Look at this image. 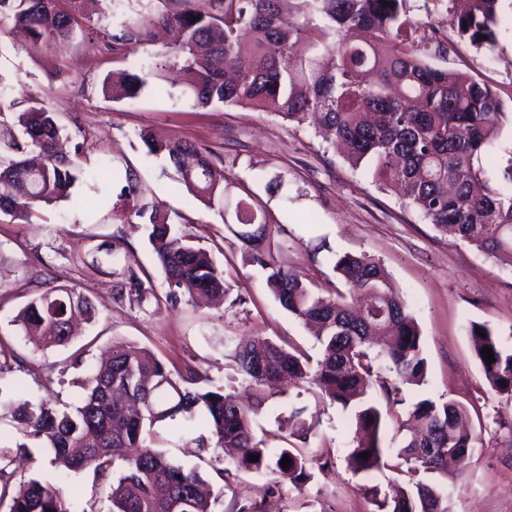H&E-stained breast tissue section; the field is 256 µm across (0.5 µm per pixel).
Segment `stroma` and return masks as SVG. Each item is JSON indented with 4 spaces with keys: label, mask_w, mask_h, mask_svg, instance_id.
Returning <instances> with one entry per match:
<instances>
[{
    "label": "stroma",
    "mask_w": 512,
    "mask_h": 512,
    "mask_svg": "<svg viewBox=\"0 0 512 512\" xmlns=\"http://www.w3.org/2000/svg\"><path fill=\"white\" fill-rule=\"evenodd\" d=\"M169 0H98L89 6L82 32L64 49L33 48L11 39L0 27V139L16 133V115L28 99L56 112L72 142L81 144L85 175L73 198L40 207L24 223L0 213V394L63 402L77 400L83 382L112 341L143 346L177 370L206 376L210 388L244 392L228 336H265L296 344L310 355L319 347L304 324L288 313L264 285L259 268L246 263L243 244L225 216L208 210L180 187L178 174L163 154L149 153L140 138L150 131L161 140L208 145L221 158L230 183L229 200L252 189L262 199L278 260L309 274L320 287L336 275V254H366L384 265L389 278L417 321L427 378L403 388L405 404L423 398L452 400L470 415L475 440L471 453L430 474L443 487L450 512H512V396L490 389L476 360L468 328L486 324L512 344V268L495 264L472 246L440 234L420 215L402 206L392 187L379 186L367 167L355 168L327 149L308 125L286 124L266 113L218 105L191 108L176 73L151 81L133 101L115 102L102 92L107 73L148 67L164 40L155 38L130 51L112 48V35L141 15L166 10ZM448 68L465 72L497 89L506 104L499 136L485 155L495 164L512 157V0H504L498 44L476 50L456 33L448 35ZM131 166L146 188L148 201L185 215L183 235L203 236L204 246L224 267L230 292L218 304L186 295L161 305L137 307L112 300V259L98 246L121 238L152 274L159 294L168 286L141 223L112 216L118 185L97 179L100 167ZM288 179L287 192L267 191L275 176ZM76 286L102 311L95 326L83 330L84 347L36 349L12 317L28 299L49 286ZM308 405L316 424L306 444L312 458L330 457V470L315 472L302 487L283 482L271 488V475L228 470L217 476L209 453L175 436L177 422L160 429L165 451L198 468L224 494L215 512H233L232 500L257 502L261 512H374L366 484L387 489L394 472L363 478L348 470L345 456L353 435L348 412L319 403L309 383L284 384L269 408L253 422L256 437L276 430V419L296 405ZM30 454H15L14 464L57 485L70 496L74 512L96 503L105 512L108 486L92 473L63 474L51 467L38 444Z\"/></svg>",
    "instance_id": "stroma-1"
}]
</instances>
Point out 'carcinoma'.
<instances>
[{"label": "carcinoma", "instance_id": "1", "mask_svg": "<svg viewBox=\"0 0 512 512\" xmlns=\"http://www.w3.org/2000/svg\"><path fill=\"white\" fill-rule=\"evenodd\" d=\"M178 6L123 25L113 43L130 47L164 27L178 33L175 46L158 54L152 70L128 71L102 82L114 101L134 100L167 69H178L183 94L194 108L214 104L258 109L298 124L319 118L329 147L341 146L348 159L366 163L373 177L402 190V204L419 208L422 218L442 232L512 267V156L492 173L482 154L497 137L505 104L489 85L434 60L444 58L435 36L418 40L427 23L413 22L407 0H294L298 20L288 23L281 0H177ZM501 0H467L451 16L459 38L491 52L496 48ZM83 0H0V20H11V34L37 48L68 44L80 30ZM19 135L0 142V183L14 194L0 196V213L22 222L33 211L71 198L84 176L80 147L63 152L69 138L55 113L39 102L17 115ZM151 154L163 153L180 175L179 183L219 215L226 209L224 168L198 142H157L140 134ZM115 219L147 220L148 241L170 288L195 295L228 293L224 268L204 247L186 240L176 224L146 201L136 172L125 168V185L112 203ZM245 246V260L264 273L265 286L289 313L314 327L322 357L316 366L302 352H290L265 338L235 339L224 346L242 382L252 391L243 402L222 389L200 386L197 372H173L144 348L114 341L106 358L86 380L85 393L58 406L50 398L0 403L24 435L41 442L49 461L74 472L91 470L108 483L107 512H214L217 499L195 467L185 468L159 450L155 427L179 420L188 431L202 425L201 448H233L235 471L269 473L299 488L332 459L316 462L301 448H271L253 433L254 418L269 395L266 388L284 377L307 381L315 396L351 410L356 440L346 456L349 470L367 476L404 467L407 488L394 498L369 489L377 512H449L441 487L416 478L441 472L448 460L474 448L473 435L461 425L465 410L453 401L422 399L408 411L419 433L407 436L397 426L398 446L384 448L380 432L386 405L402 402L399 383L421 385L427 374L422 336L407 304L388 280L384 267L365 255L344 254L333 263L344 289L323 294L306 274L279 262L266 241L267 224L259 196L246 191L234 206ZM112 300L141 306L161 299L145 283L149 275L131 262L120 241L112 243ZM98 306L79 289L46 288L33 295L14 317L26 336L43 346L65 347L77 322L94 324ZM484 331L479 335L477 330ZM475 358L494 391L512 396V346L486 325L469 328ZM489 347L495 362L485 360ZM383 357L394 377L380 375ZM315 424L307 407L288 415V438L306 441ZM370 456L363 458L361 454ZM259 460H251V456ZM291 463L283 468L281 460ZM11 450L0 448V509L5 512H72L62 491L37 475L17 474Z\"/></svg>", "mask_w": 512, "mask_h": 512}]
</instances>
